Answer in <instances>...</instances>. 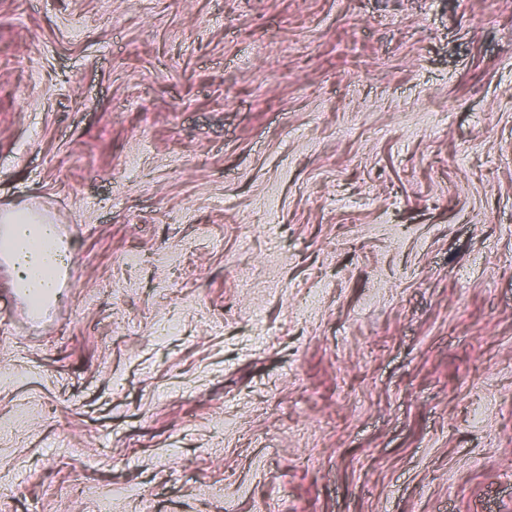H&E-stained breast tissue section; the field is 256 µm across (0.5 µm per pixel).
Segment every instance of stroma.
<instances>
[{"label":"stroma","mask_w":512,"mask_h":512,"mask_svg":"<svg viewBox=\"0 0 512 512\" xmlns=\"http://www.w3.org/2000/svg\"><path fill=\"white\" fill-rule=\"evenodd\" d=\"M21 205L0 512H512V0H0ZM8 240L9 264L16 283L30 288H54V271L70 262L69 244L57 235L55 222L43 212L27 207L0 212Z\"/></svg>","instance_id":"35a3bbf8"}]
</instances>
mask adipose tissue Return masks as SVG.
I'll return each mask as SVG.
<instances>
[{"label": "adipose tissue", "instance_id": "adipose-tissue-1", "mask_svg": "<svg viewBox=\"0 0 512 512\" xmlns=\"http://www.w3.org/2000/svg\"><path fill=\"white\" fill-rule=\"evenodd\" d=\"M0 223L5 226L14 282L39 290L53 287L55 269L71 259L54 221L43 212L16 207L0 212Z\"/></svg>", "mask_w": 512, "mask_h": 512}]
</instances>
